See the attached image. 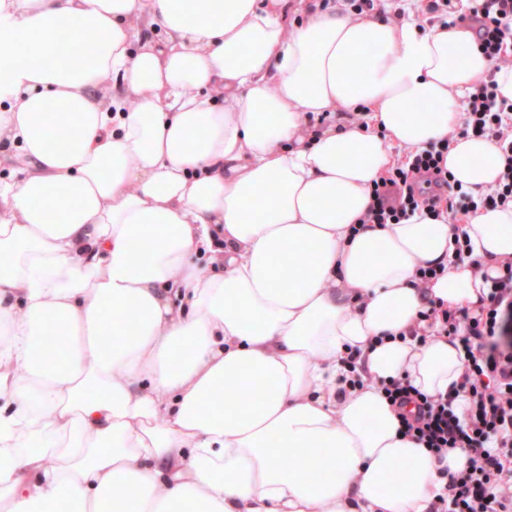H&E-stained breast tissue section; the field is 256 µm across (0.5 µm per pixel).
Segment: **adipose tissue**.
<instances>
[{
  "label": "adipose tissue",
  "instance_id": "adipose-tissue-1",
  "mask_svg": "<svg viewBox=\"0 0 512 512\" xmlns=\"http://www.w3.org/2000/svg\"><path fill=\"white\" fill-rule=\"evenodd\" d=\"M421 24L0 0V512H429L438 462L381 384L459 381L457 347L413 331L428 300L476 304L512 207L469 214V260L444 218H359L475 81L512 102V64ZM79 30L106 51L60 53ZM446 165L479 192L504 161L467 136Z\"/></svg>",
  "mask_w": 512,
  "mask_h": 512
}]
</instances>
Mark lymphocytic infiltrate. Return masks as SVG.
Returning <instances> with one entry per match:
<instances>
[{"label":"lymphocytic infiltrate","mask_w":512,"mask_h":512,"mask_svg":"<svg viewBox=\"0 0 512 512\" xmlns=\"http://www.w3.org/2000/svg\"><path fill=\"white\" fill-rule=\"evenodd\" d=\"M470 20L477 44L493 64L512 63V0H478ZM493 80H478L468 93L459 124L431 148L408 154L374 183L366 224H397L423 209L438 216L512 203V103L498 99ZM494 140L505 154L494 186L475 196L451 184L443 161L457 137ZM478 306L448 308L430 303L421 311L427 323L422 340L448 337L462 351L459 385L427 394L409 380L393 379L381 388L403 407L399 433L434 454L448 495L433 512H512V258L496 275L482 274ZM457 448L468 451L463 468L449 471L444 461Z\"/></svg>","instance_id":"obj_1"}]
</instances>
